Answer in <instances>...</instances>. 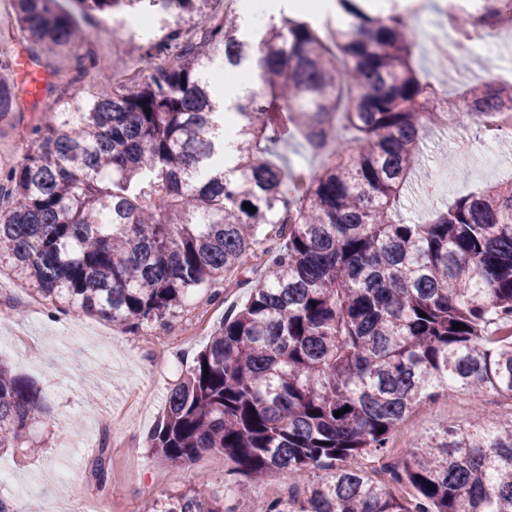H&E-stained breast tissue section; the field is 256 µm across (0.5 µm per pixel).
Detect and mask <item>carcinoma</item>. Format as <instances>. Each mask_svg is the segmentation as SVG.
<instances>
[{
	"label": "carcinoma",
	"mask_w": 512,
	"mask_h": 512,
	"mask_svg": "<svg viewBox=\"0 0 512 512\" xmlns=\"http://www.w3.org/2000/svg\"><path fill=\"white\" fill-rule=\"evenodd\" d=\"M12 0L29 57L78 50L84 17L197 18L141 80L79 97L52 84L22 160L0 176V262L31 295L134 333L166 325L191 292L250 289L167 396L147 437L162 462L203 452L254 481L312 471L262 512H512V416L484 415L388 456L398 426L450 390L512 399V182L458 199L428 224L397 217L423 129L448 115L512 111V82L437 101L398 3L324 29L282 16L253 42L209 0ZM480 9L512 26V0ZM232 73L263 56L224 150L210 52ZM19 89L0 79V119ZM301 138L303 176L273 162ZM256 208L250 212L243 203ZM426 316H420V313ZM466 325L453 329V324ZM349 407L336 417L334 412ZM47 416L35 385L0 361V449ZM372 458L379 467L364 469ZM239 485L163 494L146 512H240Z\"/></svg>",
	"instance_id": "cac0c4a2"
}]
</instances>
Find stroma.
<instances>
[{"mask_svg": "<svg viewBox=\"0 0 512 512\" xmlns=\"http://www.w3.org/2000/svg\"><path fill=\"white\" fill-rule=\"evenodd\" d=\"M129 28L118 29L112 42L90 45L80 53L66 52L52 58L46 72L48 81L70 90L88 89V82L76 81V66L84 64L89 74L99 70L114 73L139 71L148 75L158 64V57H147L134 50ZM418 64L428 82H441L448 93L488 78L489 66L512 70V46L498 49L492 63L473 59L460 63L443 78H436L426 57ZM39 115L33 105H26L21 116L0 120V170L21 161L26 152L24 135ZM445 128L431 125L422 133L420 162L398 204L402 216L423 224L441 205L512 177V152H498L496 170L486 168L484 156L473 142L461 136L450 141ZM455 158L453 170L457 181L452 189H443L434 175L441 169L444 154ZM246 292L237 289L213 302L205 290L196 291L189 303L168 328L153 325L137 333H124L111 323L85 313L62 314L51 302H41L40 315L31 312L32 301L19 287L0 294V303L8 305L12 321L0 324V358L19 375L34 383L49 417L30 432L31 453L0 451V468L11 471L14 485L0 486V499L14 501L15 485L31 490L20 503L22 512H49L61 497L79 500L86 486L94 483L93 469L103 438L122 435L133 444V451L109 448L106 465L111 479L106 486L110 498L145 512L149 503L143 491L155 484L156 494H164L186 484L196 485L204 497L224 492L223 476L234 471V463L223 454L202 453L188 467L170 466L159 461L147 446L148 433L155 426L168 391L177 384L192 364L194 355L209 340L206 333L192 336L184 356L165 366L142 352L145 338H153L155 350H165L169 331H178L200 321L209 328L217 326L225 312L241 305ZM112 345L111 361L98 353L101 342ZM152 387L154 397L144 408L127 410L126 398L140 386ZM474 404L469 394L458 391L439 396L419 406L399 427L403 449L423 445L439 429L467 426Z\"/></svg>", "mask_w": 512, "mask_h": 512, "instance_id": "obj_1", "label": "stroma"}]
</instances>
